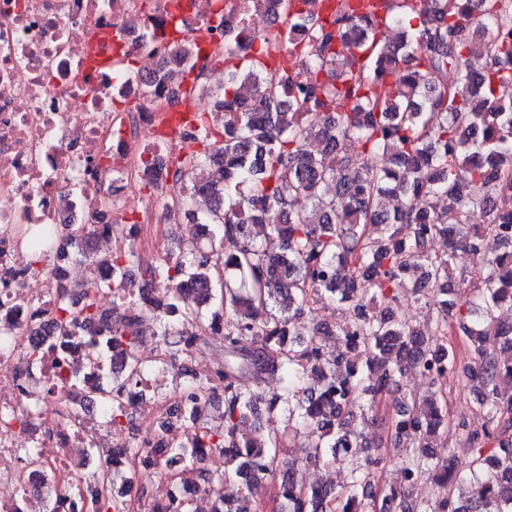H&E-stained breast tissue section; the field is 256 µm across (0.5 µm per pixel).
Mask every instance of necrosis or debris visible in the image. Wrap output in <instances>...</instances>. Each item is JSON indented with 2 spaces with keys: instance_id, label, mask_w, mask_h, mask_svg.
Returning a JSON list of instances; mask_svg holds the SVG:
<instances>
[{
  "instance_id": "necrosis-or-debris-1",
  "label": "necrosis or debris",
  "mask_w": 512,
  "mask_h": 512,
  "mask_svg": "<svg viewBox=\"0 0 512 512\" xmlns=\"http://www.w3.org/2000/svg\"><path fill=\"white\" fill-rule=\"evenodd\" d=\"M277 0H0V512H32L52 501L54 512H97L96 485L75 475L91 466L99 445L102 407L90 387L110 376L83 345L56 358L34 359L36 328L51 322L58 295L76 301L73 265L60 256L64 227L84 225L96 245L123 252L134 243L144 262L165 248L179 206L161 208L175 194L171 175L150 180L144 159L174 160L199 127L177 123L201 112L218 124L208 98L178 95L185 79L211 74L212 55L240 26L263 17L260 34L277 71L300 69L284 42ZM179 37H170L172 24ZM193 44L181 64L177 39ZM100 57L129 60L134 72L97 65ZM49 227V272L31 266L23 228ZM124 405L142 428L143 447L176 444L177 426H164L172 403L133 395ZM34 446L33 460L19 455Z\"/></svg>"
}]
</instances>
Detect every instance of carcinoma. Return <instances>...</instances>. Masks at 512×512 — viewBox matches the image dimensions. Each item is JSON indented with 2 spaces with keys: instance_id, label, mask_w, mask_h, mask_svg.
I'll return each instance as SVG.
<instances>
[{
  "instance_id": "cac0c4a2",
  "label": "carcinoma",
  "mask_w": 512,
  "mask_h": 512,
  "mask_svg": "<svg viewBox=\"0 0 512 512\" xmlns=\"http://www.w3.org/2000/svg\"><path fill=\"white\" fill-rule=\"evenodd\" d=\"M385 0L382 19L344 13L314 28L300 0H287L285 44L303 63L306 83L269 79L264 45L248 26L224 45L215 67L224 83L199 79L191 96L208 95L229 110L230 126L200 122L196 146L180 156L179 178L208 170L210 180L184 205L192 228L156 264L133 254L81 248L90 278L83 307L60 298L56 335L93 347L102 332L126 356L111 384L90 393L105 401L103 426L128 424L125 394H159L152 384L200 342L214 363L182 392L179 418L201 424L188 444L165 449L160 473H190L216 495L214 512H262L264 482L277 481L274 512H512V0ZM352 35L350 58L338 42ZM266 228L263 237L252 227ZM448 239L435 251L430 241ZM481 249L487 265L470 289L452 280L458 245ZM137 268L142 288L132 317L99 309L98 296H121ZM434 304L424 327L400 319L403 302ZM333 303L345 320H319ZM311 315L298 330L295 320ZM456 328L473 349L460 367L448 343ZM158 348L155 365L139 361L144 337ZM336 337L328 351L322 337ZM425 378L390 420V442L406 439L408 485L375 491L365 427L406 368ZM449 372L477 392L481 429L457 428L477 448L461 467L438 460L430 441L448 428L439 387ZM281 376L279 392L265 389ZM307 432L308 462L340 464L347 484L308 488L296 462L280 458L278 416ZM255 425L254 434L241 427ZM494 440L500 453L481 448ZM212 448L224 464L202 463ZM468 476L471 497L455 496ZM428 478L439 499L409 506V486ZM102 512H128L116 492Z\"/></svg>"
}]
</instances>
